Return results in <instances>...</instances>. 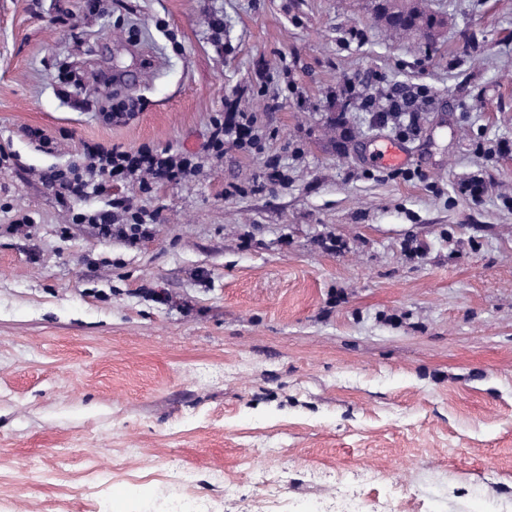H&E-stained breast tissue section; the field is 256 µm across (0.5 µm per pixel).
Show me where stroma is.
I'll return each mask as SVG.
<instances>
[{
	"label": "stroma",
	"instance_id": "35a3bbf8",
	"mask_svg": "<svg viewBox=\"0 0 512 512\" xmlns=\"http://www.w3.org/2000/svg\"><path fill=\"white\" fill-rule=\"evenodd\" d=\"M427 6L432 44L369 0H0V512H169L181 469L213 512H512V0ZM395 84L405 138L351 91ZM232 99L259 148L119 187L151 240L42 181L86 141L202 152ZM424 97L423 91H415L411 88L399 87L395 88L388 94L387 112L391 116L398 118L401 122L402 118L408 116V122L402 123L404 128L401 130V136H408L409 133L416 132V112H418L420 99Z\"/></svg>",
	"mask_w": 512,
	"mask_h": 512
}]
</instances>
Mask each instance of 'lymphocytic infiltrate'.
<instances>
[{
    "instance_id": "f902f5d3",
    "label": "lymphocytic infiltrate",
    "mask_w": 512,
    "mask_h": 512,
    "mask_svg": "<svg viewBox=\"0 0 512 512\" xmlns=\"http://www.w3.org/2000/svg\"><path fill=\"white\" fill-rule=\"evenodd\" d=\"M229 142L241 148L257 142L251 119L230 102L211 121L208 157L221 158ZM200 167L198 156L191 153L174 154L147 145L128 151L86 142L79 162L50 171L44 180L56 196L72 203V223L91 225L101 238L116 237L135 244L152 238L155 218L129 199L113 197V185H132L148 194L157 185L194 176ZM91 196L107 198V207L85 206V199Z\"/></svg>"
}]
</instances>
